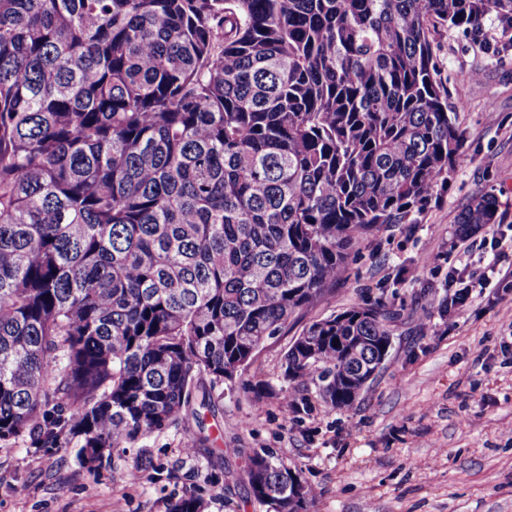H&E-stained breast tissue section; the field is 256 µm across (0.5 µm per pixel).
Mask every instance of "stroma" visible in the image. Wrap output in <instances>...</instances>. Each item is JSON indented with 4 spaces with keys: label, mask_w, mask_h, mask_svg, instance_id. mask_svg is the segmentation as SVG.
Segmentation results:
<instances>
[{
    "label": "stroma",
    "mask_w": 512,
    "mask_h": 512,
    "mask_svg": "<svg viewBox=\"0 0 512 512\" xmlns=\"http://www.w3.org/2000/svg\"><path fill=\"white\" fill-rule=\"evenodd\" d=\"M432 38L464 144L416 223L361 242L334 291L225 385L207 447L185 453L192 430L172 427L90 469L64 443L0 444V512H169L188 493L206 512H263L242 475L260 450L302 470L317 491L311 512H512V24L491 13L479 31L440 25ZM485 193L499 200L498 224L456 238L457 215ZM452 276L470 294L443 318L428 306ZM379 299L399 313L392 348L356 403L315 398L308 413L285 411L291 336Z\"/></svg>",
    "instance_id": "obj_1"
}]
</instances>
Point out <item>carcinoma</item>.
Returning a JSON list of instances; mask_svg holds the SVG:
<instances>
[{
	"label": "carcinoma",
	"mask_w": 512,
	"mask_h": 512,
	"mask_svg": "<svg viewBox=\"0 0 512 512\" xmlns=\"http://www.w3.org/2000/svg\"><path fill=\"white\" fill-rule=\"evenodd\" d=\"M490 13L512 23V0H0V442L64 437L89 468L172 426L205 445L228 373L448 185L463 134L432 28ZM498 207L476 198L455 235ZM396 317L305 326L291 409L351 407ZM244 474L265 512H308L270 453Z\"/></svg>",
	"instance_id": "1"
}]
</instances>
